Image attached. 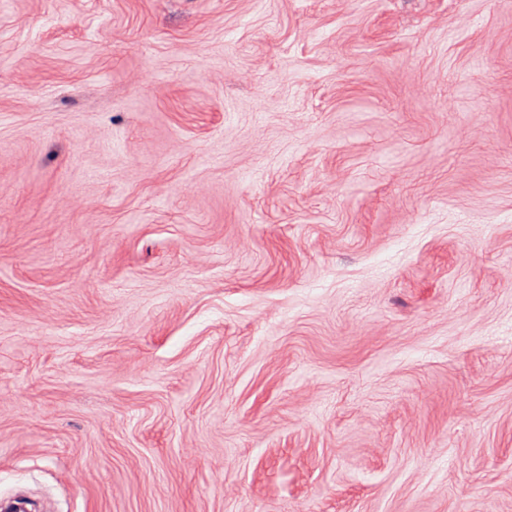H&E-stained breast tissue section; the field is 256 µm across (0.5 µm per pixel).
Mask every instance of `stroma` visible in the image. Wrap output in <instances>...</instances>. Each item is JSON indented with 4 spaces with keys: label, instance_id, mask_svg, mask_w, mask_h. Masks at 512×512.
I'll return each instance as SVG.
<instances>
[{
    "label": "stroma",
    "instance_id": "1",
    "mask_svg": "<svg viewBox=\"0 0 512 512\" xmlns=\"http://www.w3.org/2000/svg\"><path fill=\"white\" fill-rule=\"evenodd\" d=\"M512 512V0H0V499Z\"/></svg>",
    "mask_w": 512,
    "mask_h": 512
}]
</instances>
